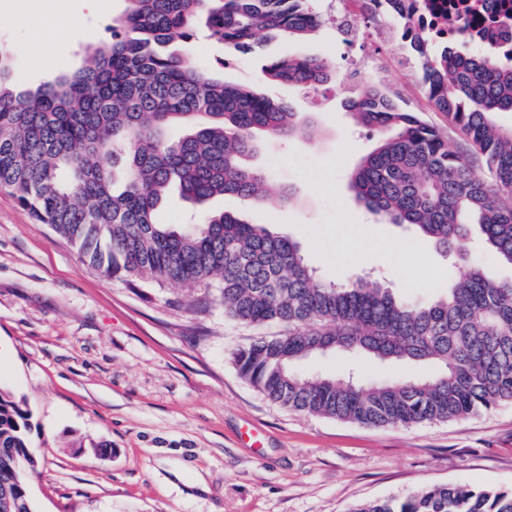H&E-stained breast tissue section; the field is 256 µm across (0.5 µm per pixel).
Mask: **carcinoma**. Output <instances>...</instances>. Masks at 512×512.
I'll list each match as a JSON object with an SVG mask.
<instances>
[{"instance_id": "carcinoma-1", "label": "carcinoma", "mask_w": 512, "mask_h": 512, "mask_svg": "<svg viewBox=\"0 0 512 512\" xmlns=\"http://www.w3.org/2000/svg\"><path fill=\"white\" fill-rule=\"evenodd\" d=\"M125 2L111 42L77 72L33 92L11 87L0 51V187L108 279L213 288L226 317L283 327L252 337L232 359L245 382L290 411L409 427L511 403L512 281L472 258L469 225L478 226L497 263L512 267V130L491 121L512 112V51L499 46V38L512 39V10L497 0H464L443 36L421 18L403 23L424 13L426 0H369L398 22L433 108L465 136L464 146L451 148L373 84L345 102L380 135L351 174L356 198L381 219L412 226L466 269L436 299L417 304L358 276L323 282L293 239L233 213L209 211L200 224L156 220L172 186L200 207L217 196L267 194L263 172L246 165L258 137L315 138L290 104L203 72L186 52L199 21L210 38L245 52L274 35L299 41L321 24L311 0ZM474 43L483 51L465 50ZM263 73L309 98L318 84L336 82L319 59L301 53L269 61ZM172 126L185 134L169 138ZM328 352L431 370L405 381L297 370ZM31 428L30 412L0 390V492L10 489L13 512H34L26 485L15 481L38 466ZM350 512H512V492L422 487Z\"/></svg>"}]
</instances>
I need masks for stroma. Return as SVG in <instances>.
<instances>
[{
	"mask_svg": "<svg viewBox=\"0 0 512 512\" xmlns=\"http://www.w3.org/2000/svg\"><path fill=\"white\" fill-rule=\"evenodd\" d=\"M124 0H0V50L14 83L33 90L79 69L110 42ZM323 24L299 43L275 37L255 56L198 29L193 64L294 105L316 140H263L253 163L282 203L233 196L209 202L296 240L316 276L359 274L412 302L432 300L456 269L411 230L371 214L350 190L375 135L346 111L342 84L373 83L403 108L462 141L433 110L422 70L387 33L389 17L360 15L348 40L334 0H314ZM60 31L42 42L37 18ZM85 32L72 42L70 29ZM302 53L336 73L337 89L311 105L293 87L263 80L268 59ZM207 290L111 281L0 188V389L32 414L41 458L29 493L36 512H349L423 486L512 489V404L462 420L367 427L288 411L238 374L233 351L277 326L229 320ZM205 311H194L199 301Z\"/></svg>",
	"mask_w": 512,
	"mask_h": 512,
	"instance_id": "1",
	"label": "stroma"
}]
</instances>
